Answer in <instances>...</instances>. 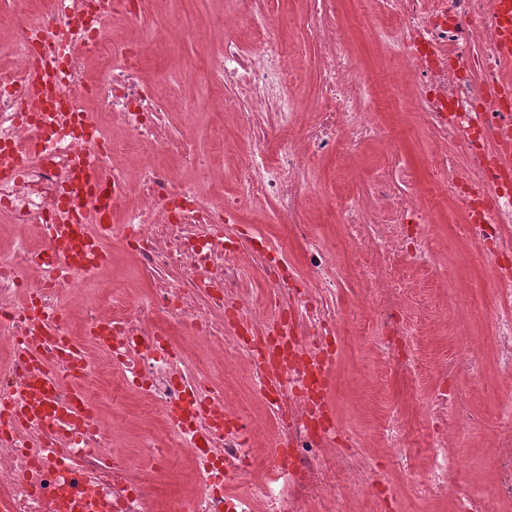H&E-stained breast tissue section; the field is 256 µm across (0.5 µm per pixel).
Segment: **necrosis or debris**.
I'll list each match as a JSON object with an SVG mask.
<instances>
[{
  "mask_svg": "<svg viewBox=\"0 0 512 512\" xmlns=\"http://www.w3.org/2000/svg\"><path fill=\"white\" fill-rule=\"evenodd\" d=\"M493 0H387L388 21L375 28L377 46L399 64L408 119L430 134L432 188L399 185L403 151L381 123L365 71L349 59V44L316 12L306 27L316 39L317 89L286 96L302 76L285 64L280 21L252 38L234 34L255 0H238L230 23L188 29L210 45L203 69L208 89L199 111L234 113L241 130L271 136L274 152L253 146L234 155V190L224 169L168 130L171 81L148 82L145 60L164 35H145L146 0L118 10L116 0H0V30L11 44L0 65V154L23 150L16 175L0 180V217L11 238L0 259V500L7 512H54L66 493L89 490L105 512H161L158 475L180 483L189 462L193 512H336V491L349 478L364 497L377 483L366 462L341 452L353 431L328 413L319 380L334 350L339 320L338 247L358 267L364 290L348 311L373 314L378 331L368 352L403 372L416 391L414 412L394 405L375 432L420 500L454 497L459 512H501L512 501V406H503L490 457L501 476L491 492L466 491L465 469L451 458L476 417L454 393L422 380L421 326L407 316L414 289L434 277L444 297L465 283L437 258L434 225L445 206L459 220L456 237L490 266L495 305L487 324L499 384L512 387V102L494 104L507 71L491 51L495 34L485 22ZM53 80L51 110L64 121L44 123L29 110L36 54ZM92 117L77 121V113ZM41 139L40 154L25 153ZM352 152L375 146V188L346 195L337 238L310 231L300 213L316 199L315 162L338 140ZM105 176L93 192L109 231L71 224L61 199L79 187L85 168ZM200 169L211 188L187 184ZM274 207L301 249L289 260L285 244L261 226L241 237L249 211ZM377 211L386 224L366 223ZM70 224L67 236L57 227ZM133 252L167 274L145 292L124 282L92 293L90 281L107 273L100 249ZM268 272L265 290L247 286L246 270ZM275 304L276 321L262 308ZM54 319L66 342L85 360L53 359L65 376L80 371V392L50 389L48 414L76 420V402L95 404L100 386L137 395L146 417L122 427L142 432L138 463L116 447L109 428L92 417L83 437L54 455L49 434L3 415L28 370V324ZM246 371L255 410L244 414L230 377ZM288 441V455L256 448L268 432Z\"/></svg>",
  "mask_w": 512,
  "mask_h": 512,
  "instance_id": "necrosis-or-debris-1",
  "label": "necrosis or debris"
}]
</instances>
